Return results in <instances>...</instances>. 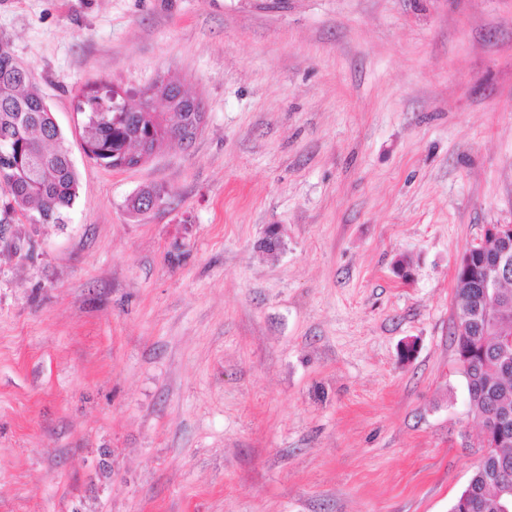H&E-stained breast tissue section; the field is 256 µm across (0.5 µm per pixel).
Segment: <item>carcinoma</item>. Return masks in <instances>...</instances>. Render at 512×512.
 Returning a JSON list of instances; mask_svg holds the SVG:
<instances>
[{"mask_svg": "<svg viewBox=\"0 0 512 512\" xmlns=\"http://www.w3.org/2000/svg\"><path fill=\"white\" fill-rule=\"evenodd\" d=\"M79 102V136L92 146L90 159L113 169L140 155L138 133L154 129L149 149L172 141L186 126L189 110L181 103L167 115L140 105L128 112L112 111V85L102 82ZM0 168L8 201L0 225L13 213L31 215L41 224H66L78 193V175L66 138L48 121L44 98L31 71L16 67L10 42L0 40ZM501 247L487 239L478 251L461 259L456 271L453 340L467 382L469 413L483 423L495 417L508 429L493 428L483 439L486 448L451 512H501L505 490L512 488V348L505 345L503 324H512V288L484 296L476 283L484 278L483 261Z\"/></svg>", "mask_w": 512, "mask_h": 512, "instance_id": "cac0c4a2", "label": "carcinoma"}]
</instances>
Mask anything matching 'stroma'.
<instances>
[{
	"instance_id": "1",
	"label": "stroma",
	"mask_w": 512,
	"mask_h": 512,
	"mask_svg": "<svg viewBox=\"0 0 512 512\" xmlns=\"http://www.w3.org/2000/svg\"><path fill=\"white\" fill-rule=\"evenodd\" d=\"M0 39L79 178L70 223L0 238V512H449L483 455L455 268L512 224V0H0ZM163 77L194 141L87 158L84 87Z\"/></svg>"
}]
</instances>
